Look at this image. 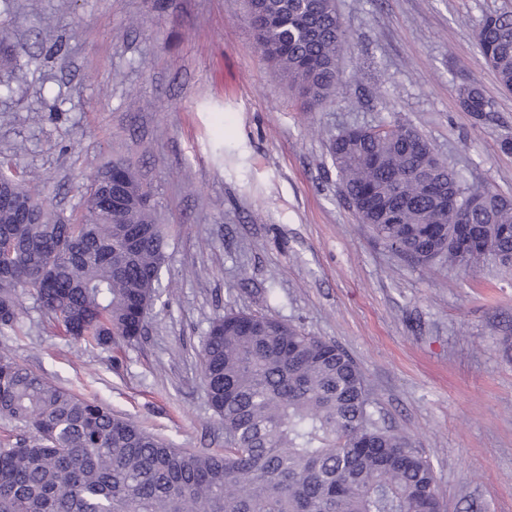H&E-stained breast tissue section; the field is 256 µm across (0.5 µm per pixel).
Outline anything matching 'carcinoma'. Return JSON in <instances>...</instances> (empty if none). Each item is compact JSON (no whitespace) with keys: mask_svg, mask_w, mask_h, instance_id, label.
<instances>
[{"mask_svg":"<svg viewBox=\"0 0 512 512\" xmlns=\"http://www.w3.org/2000/svg\"><path fill=\"white\" fill-rule=\"evenodd\" d=\"M256 46L310 107L336 97L349 45L335 0H247ZM477 46L512 93V8L482 20ZM459 99L493 111L475 82ZM345 201L411 263L512 270V199L473 189L416 130L349 128L329 139ZM94 180L77 220L43 217L42 188L0 159V333L20 331L23 298L89 346L140 338L160 298L168 235L122 160ZM224 453L174 447L108 406L0 358V419L29 436L0 440V512H441L432 462L380 424L367 382L339 345L273 315L230 311L201 346Z\"/></svg>","mask_w":512,"mask_h":512,"instance_id":"obj_1","label":"carcinoma"}]
</instances>
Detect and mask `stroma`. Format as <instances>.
<instances>
[{"label": "stroma", "instance_id": "obj_1", "mask_svg": "<svg viewBox=\"0 0 512 512\" xmlns=\"http://www.w3.org/2000/svg\"><path fill=\"white\" fill-rule=\"evenodd\" d=\"M504 3L337 0L341 84L310 110L257 52L244 0H0V29L25 45L0 61V154L67 216L105 163L126 161L169 232L138 342L86 347L27 297L0 356L217 453L201 342L227 310L267 313L354 358L376 417L431 459L442 512H512V275L403 259L358 222L328 151L349 127H411L470 187L512 199V94L475 39ZM471 81L493 103L487 119L460 105Z\"/></svg>", "mask_w": 512, "mask_h": 512}]
</instances>
